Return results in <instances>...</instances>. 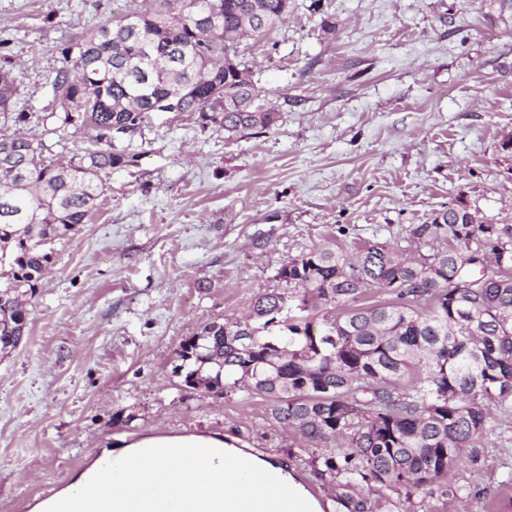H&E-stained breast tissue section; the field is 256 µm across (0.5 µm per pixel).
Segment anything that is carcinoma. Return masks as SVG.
<instances>
[{"instance_id":"cac0c4a2","label":"carcinoma","mask_w":512,"mask_h":512,"mask_svg":"<svg viewBox=\"0 0 512 512\" xmlns=\"http://www.w3.org/2000/svg\"><path fill=\"white\" fill-rule=\"evenodd\" d=\"M168 2L62 45L73 64L51 90L60 124L90 133L78 160L48 159L19 129L0 134L1 352L25 336L27 297L55 245L96 208L101 175L132 162L113 150L116 136L170 100L228 133L279 121L240 41L282 24L289 0ZM10 64L0 55V122L17 125ZM406 243L368 241L352 257L314 247L277 269L286 287L256 294L240 318L204 324L178 351L186 386L266 398L349 512H408L426 485L456 495L449 472L481 447L491 409H512V225L468 224L444 207L411 225Z\"/></svg>"}]
</instances>
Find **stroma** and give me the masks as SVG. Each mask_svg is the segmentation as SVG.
<instances>
[{
	"mask_svg": "<svg viewBox=\"0 0 512 512\" xmlns=\"http://www.w3.org/2000/svg\"><path fill=\"white\" fill-rule=\"evenodd\" d=\"M243 57L272 130L235 135L189 112H152L116 138L131 166L103 176L87 223L57 247L28 332L0 354V512H29L117 438L221 430L286 459L296 438L263 398L184 387L183 340L279 287L277 269L335 240L403 242L456 201L512 225V0H290ZM144 0H0L23 130L49 158L89 135L50 120L60 49ZM454 499L418 490L412 512H512V411H495Z\"/></svg>",
	"mask_w": 512,
	"mask_h": 512,
	"instance_id": "1",
	"label": "stroma"
}]
</instances>
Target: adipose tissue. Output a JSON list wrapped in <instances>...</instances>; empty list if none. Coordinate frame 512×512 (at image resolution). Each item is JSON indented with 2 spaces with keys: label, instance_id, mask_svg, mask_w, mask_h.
Instances as JSON below:
<instances>
[{
  "label": "adipose tissue",
  "instance_id": "adipose-tissue-1",
  "mask_svg": "<svg viewBox=\"0 0 512 512\" xmlns=\"http://www.w3.org/2000/svg\"><path fill=\"white\" fill-rule=\"evenodd\" d=\"M29 512H324L306 477L219 431L144 435L94 452Z\"/></svg>",
  "mask_w": 512,
  "mask_h": 512
}]
</instances>
